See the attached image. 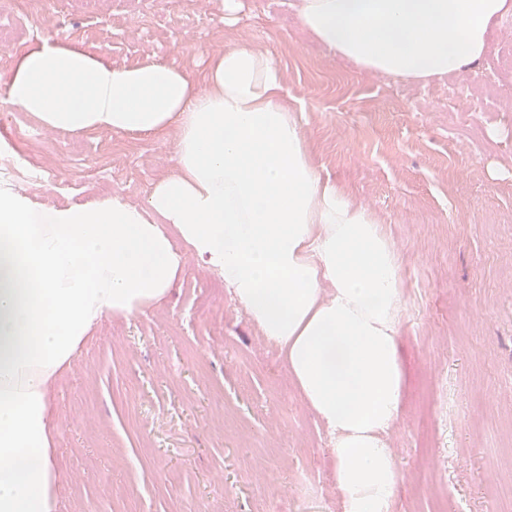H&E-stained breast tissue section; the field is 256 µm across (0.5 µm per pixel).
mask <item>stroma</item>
<instances>
[{
    "instance_id": "1",
    "label": "stroma",
    "mask_w": 512,
    "mask_h": 512,
    "mask_svg": "<svg viewBox=\"0 0 512 512\" xmlns=\"http://www.w3.org/2000/svg\"><path fill=\"white\" fill-rule=\"evenodd\" d=\"M1 18L0 79L31 34L101 51L114 68L200 74L243 43L280 65L323 176L382 222L401 260L397 340L408 374L386 441L391 512H512V15L472 72L428 84L345 64L301 29L289 0H22ZM0 171L41 206L114 194L142 202L172 166L169 139L42 129L0 89ZM171 295L92 332L50 399L61 419L56 512H329L336 454L280 350L220 277L186 258Z\"/></svg>"
}]
</instances>
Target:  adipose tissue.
Returning a JSON list of instances; mask_svg holds the SVG:
<instances>
[{"label": "adipose tissue", "mask_w": 512, "mask_h": 512, "mask_svg": "<svg viewBox=\"0 0 512 512\" xmlns=\"http://www.w3.org/2000/svg\"><path fill=\"white\" fill-rule=\"evenodd\" d=\"M293 8L333 56L427 82L475 68L512 0ZM5 88L57 133L175 139L173 170L140 204L112 195L43 207L0 184V512H55L48 390L101 321L170 294L180 241L284 353L334 438L344 512H390L399 471L385 435L406 382L400 258L373 212L322 178L273 57L229 44L193 78L164 62L115 69L78 45L35 39Z\"/></svg>", "instance_id": "1"}]
</instances>
